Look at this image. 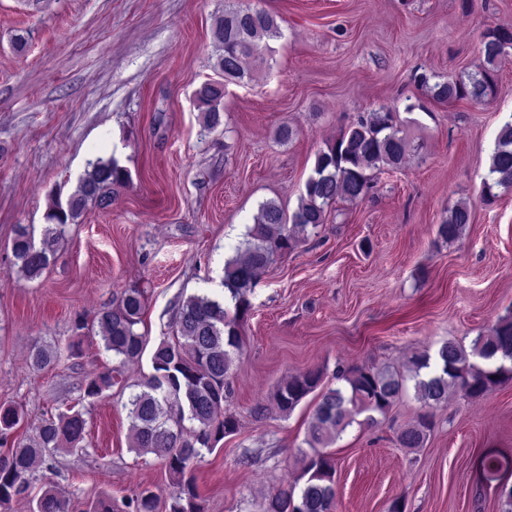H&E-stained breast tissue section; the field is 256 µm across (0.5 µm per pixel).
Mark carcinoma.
Segmentation results:
<instances>
[{
	"label": "carcinoma",
	"instance_id": "cac0c4a2",
	"mask_svg": "<svg viewBox=\"0 0 512 512\" xmlns=\"http://www.w3.org/2000/svg\"><path fill=\"white\" fill-rule=\"evenodd\" d=\"M280 35L269 12L231 3L212 28L219 51V80L203 83L195 91L203 112L204 129L221 124L225 86L251 78L246 60L267 49L265 40ZM512 49V24L489 28L483 35L481 62L471 72L451 81L437 82L430 91L442 103L469 99L482 101L494 94L497 72ZM410 148L406 131L391 109L382 107L360 116L336 141L317 155L297 207L286 212L276 201L260 204L255 224L248 227L235 254L224 262L223 298L193 294L181 299L171 325V336L161 340L151 355L152 373L135 384L128 399L130 446L138 454L160 457L174 478L176 491L164 506L144 488L127 503L132 512H203L192 467L204 453H211L224 436L237 430L238 422L224 413L230 395V377L244 348V324L251 309L249 299L258 273L276 258L298 249L327 222L339 201L353 203L373 188V171L401 166ZM90 170L67 196L57 192L49 224L40 239L26 226L16 229L12 240L14 265L29 278L39 276L57 257L69 224L78 223L88 206L105 207L112 193L129 180L127 169L111 155L89 162ZM512 190V120L501 127L490 155L482 196L498 197V190ZM472 221L465 202L448 209L438 235L446 242L459 239ZM146 312L145 291L127 288L95 321L102 329L106 351L122 360H133L144 351L147 336L140 331ZM114 376L102 373L85 384L82 398H95L112 386ZM334 387L321 386L322 373L309 369L280 381L274 392L276 407L289 414L310 394L316 404L305 443L313 454H303V483L277 489L265 512H335V459L326 449L367 414L366 423H378L403 397L413 382L415 398L424 408L448 405V394L480 398L492 388L512 380V316L498 321L476 337L471 351L448 341L435 354L416 351L406 371L386 365L339 368ZM24 412L15 405H0V512L27 493L37 466L59 450L79 447L86 433V419L79 410L47 418L34 434L19 440L12 434L23 427ZM429 414H421L401 428L397 440L403 448H421L432 429ZM30 512H68V503L47 488L29 501Z\"/></svg>",
	"mask_w": 512,
	"mask_h": 512
}]
</instances>
